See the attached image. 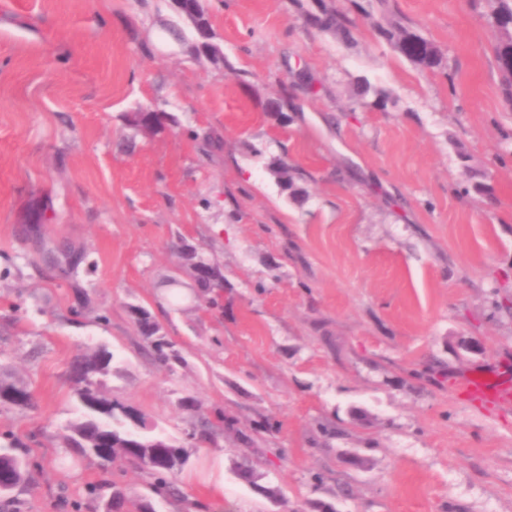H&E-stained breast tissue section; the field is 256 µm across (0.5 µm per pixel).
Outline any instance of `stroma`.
<instances>
[{
	"label": "stroma",
	"mask_w": 512,
	"mask_h": 512,
	"mask_svg": "<svg viewBox=\"0 0 512 512\" xmlns=\"http://www.w3.org/2000/svg\"><path fill=\"white\" fill-rule=\"evenodd\" d=\"M331 2L354 45L306 24L314 0H202L214 65L167 39L171 0H0V374L34 396L0 403V446L29 440L31 476L0 512H93L103 478L125 512L148 498L141 469L61 445L70 365L97 349L114 355L103 390L191 453L183 501L157 512H512V406L461 391L474 373L512 383L498 34L483 2L395 0L445 57L429 73L364 0ZM285 85L287 110L265 112ZM142 108L169 123L129 126ZM183 241L223 271L222 307L194 296ZM44 246L80 254L73 279ZM136 306L182 363L153 360ZM215 409L234 427L191 441Z\"/></svg>",
	"instance_id": "stroma-1"
}]
</instances>
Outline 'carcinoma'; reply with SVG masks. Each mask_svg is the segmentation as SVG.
Instances as JSON below:
<instances>
[{"instance_id":"1","label":"carcinoma","mask_w":512,"mask_h":512,"mask_svg":"<svg viewBox=\"0 0 512 512\" xmlns=\"http://www.w3.org/2000/svg\"><path fill=\"white\" fill-rule=\"evenodd\" d=\"M375 2L382 13L390 15L387 25H376L378 33L420 69L432 73L440 69L443 55L438 47L412 23L398 16L392 8V0ZM487 3L489 22L499 33L494 52L502 77L504 102L512 110V0H487ZM306 22L333 34L342 43L354 40L353 20L342 10L323 2L319 3L318 12L307 14ZM181 257L208 267V271L194 277L201 294L224 288V278L217 266L204 259L194 247L183 246ZM43 258L54 263L61 278L73 277L75 262L68 260L63 263L49 251L43 252ZM133 313L141 335L151 348L153 359L162 365L181 362L180 350L161 333V327L151 313L141 306L133 308ZM112 361L113 354L99 349L72 365L70 378L82 413L68 426L63 443L68 448L95 457L103 466L137 465L145 470L149 486L156 494L167 501L184 499L177 477L188 464L189 453L165 435L153 432L145 415L137 408L114 400L101 390L99 377L110 371ZM0 403L26 408L33 404V395L27 386L0 377ZM228 425V418L218 410L212 417L200 421L199 432L205 438ZM25 447L27 443L13 439L8 446L0 448V477L10 481L13 489L25 481V467L21 459V449ZM109 486L112 487V512H123L126 496L115 483L93 485L89 487L88 495L100 498Z\"/></svg>"}]
</instances>
